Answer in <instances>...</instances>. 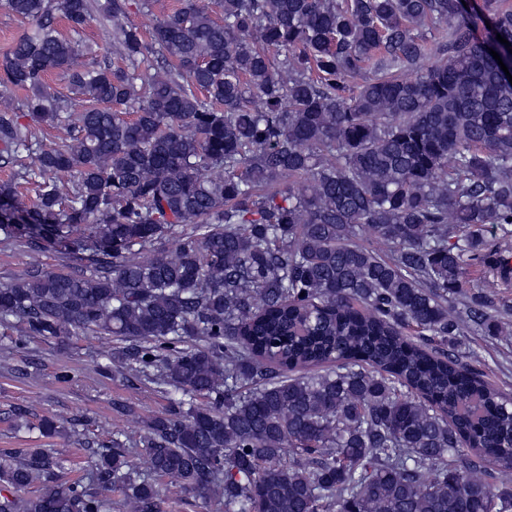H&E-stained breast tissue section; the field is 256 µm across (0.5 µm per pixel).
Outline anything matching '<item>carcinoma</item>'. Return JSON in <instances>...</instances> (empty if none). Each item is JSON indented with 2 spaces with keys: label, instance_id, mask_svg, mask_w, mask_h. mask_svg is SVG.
I'll list each match as a JSON object with an SVG mask.
<instances>
[{
  "label": "carcinoma",
  "instance_id": "1",
  "mask_svg": "<svg viewBox=\"0 0 512 512\" xmlns=\"http://www.w3.org/2000/svg\"><path fill=\"white\" fill-rule=\"evenodd\" d=\"M3 4L31 29L0 59V87L27 92L0 106V241L30 262L0 283V328L16 347L115 336L107 370L170 407L146 472L117 440L87 448L86 482L51 452L1 456L0 512H106L114 493L163 512L160 483L224 512H512V398L476 353L433 346L512 336V309L458 296L474 264L508 282L478 227L512 226V83L489 53L511 5L220 0L217 19L179 0L146 35L132 0ZM97 17L119 65L79 39ZM50 246L80 270L44 269Z\"/></svg>",
  "mask_w": 512,
  "mask_h": 512
}]
</instances>
